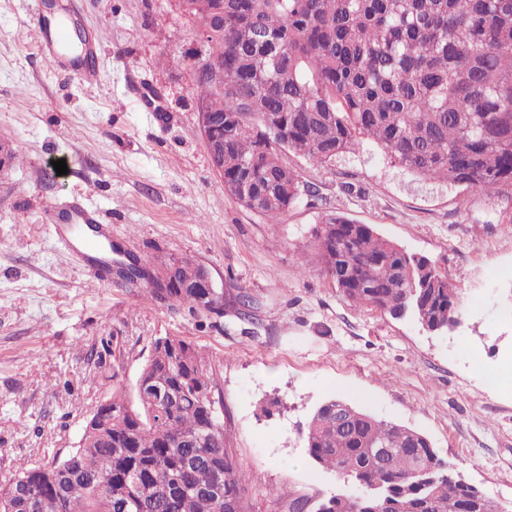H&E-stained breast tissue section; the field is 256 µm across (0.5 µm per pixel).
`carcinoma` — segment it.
I'll return each mask as SVG.
<instances>
[{
	"instance_id": "carcinoma-1",
	"label": "carcinoma",
	"mask_w": 512,
	"mask_h": 512,
	"mask_svg": "<svg viewBox=\"0 0 512 512\" xmlns=\"http://www.w3.org/2000/svg\"><path fill=\"white\" fill-rule=\"evenodd\" d=\"M208 29L199 62L224 63V87L195 82L224 114V193L269 224L303 189L282 151L323 166L366 143L425 180L485 195L512 186V0H182ZM349 304L432 325L458 316L457 290L428 258L342 214L313 237ZM173 307L220 313L190 288ZM336 401L305 431L309 456L358 487L312 501L284 488L288 512H491L484 492L422 433ZM249 476L227 448L208 363L182 339L154 342L135 384L99 405L75 451L0 486V512H244Z\"/></svg>"
}]
</instances>
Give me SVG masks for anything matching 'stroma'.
I'll return each mask as SVG.
<instances>
[{"label": "stroma", "instance_id": "obj_1", "mask_svg": "<svg viewBox=\"0 0 512 512\" xmlns=\"http://www.w3.org/2000/svg\"><path fill=\"white\" fill-rule=\"evenodd\" d=\"M43 13L99 35L93 90L38 51ZM199 48L179 0H0V139L23 157L0 174V485L74 451L101 402L133 396L154 341L175 336L208 361L227 446L250 476L246 512H286L279 487L313 499L342 487L302 436L329 399L424 434L512 512V387L488 380L512 368V187L489 197L425 182L368 146L325 167L290 152L312 192L266 223L210 165ZM76 203L150 269L202 264L222 314H189L117 276L88 284L70 251L84 239ZM334 211L431 259L458 291L460 326L429 333L343 300L312 248Z\"/></svg>", "mask_w": 512, "mask_h": 512}]
</instances>
